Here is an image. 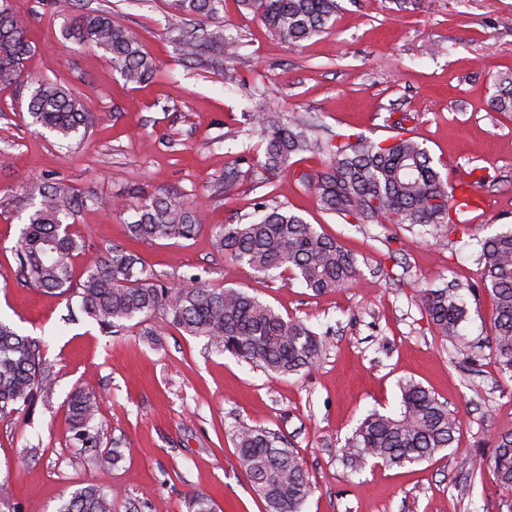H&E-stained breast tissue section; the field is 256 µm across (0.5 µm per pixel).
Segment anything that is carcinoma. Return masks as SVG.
<instances>
[{"instance_id": "carcinoma-1", "label": "carcinoma", "mask_w": 512, "mask_h": 512, "mask_svg": "<svg viewBox=\"0 0 512 512\" xmlns=\"http://www.w3.org/2000/svg\"><path fill=\"white\" fill-rule=\"evenodd\" d=\"M250 10L280 43L297 46L329 29L341 11L340 0H237ZM176 13L214 25L199 38L181 36L178 58L195 60L211 46L225 63L238 56L236 40L224 33V0H172ZM67 36L111 55L112 67L129 84H143L157 71L137 30L119 12H82L72 16ZM33 41L10 0H0V89L24 82L25 62ZM490 106L512 112V79L500 82ZM27 112L33 123L63 138L76 136L91 124L82 93L56 81L30 87ZM258 137L254 155L237 157L224 171V193L236 190L239 165L266 179L292 170L293 158L304 153L329 157L326 171L310 182L321 210L350 217L358 224H427L435 228L455 223L459 208L453 184L442 179L433 158L399 124L384 140L338 134L325 140L309 134L307 120L286 118L277 109L248 113ZM32 210L18 243V272L32 286L77 299L80 314L110 334L136 320L161 315L189 336L207 339L217 353L252 363L273 377L313 368L325 345L301 319L283 316L275 308L240 288H216L199 277L190 284H166L132 249L111 245L96 256L73 284L76 258L85 244L74 230L75 216L86 200L64 181L31 180L23 186ZM197 204L163 191L149 195L127 225L133 241L191 239L201 230ZM217 246L233 261L269 280L287 277L315 291L351 287L360 276L357 259L336 239L319 232L286 205L261 202L246 224L214 227ZM479 263L480 287L492 299V350L501 373L512 378V230L484 239ZM426 316L443 337L458 333L466 306L458 289H422ZM56 378L42 342L21 334L0 318V419L34 404L54 390ZM397 414L372 411L341 448L353 472L374 461L404 466L432 458L453 447L459 416L435 394L412 380L400 384ZM69 432L73 446L83 451L85 464L102 468L119 457V442L103 451V431L97 423L98 397L80 387L68 397ZM240 468L266 512H302L314 492L309 473L283 436L270 429L237 423L232 431ZM497 481L512 488V430L501 433L492 460ZM119 492L106 483L76 489L57 512H115ZM187 512H214L202 494L186 499Z\"/></svg>"}]
</instances>
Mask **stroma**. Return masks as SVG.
Segmentation results:
<instances>
[{"mask_svg": "<svg viewBox=\"0 0 512 512\" xmlns=\"http://www.w3.org/2000/svg\"><path fill=\"white\" fill-rule=\"evenodd\" d=\"M35 50L26 79L76 88L93 116L84 140L34 125L28 88L0 90V316L43 339L56 375L33 410L0 420V482L11 497L0 512H56L75 489L105 482L120 497L115 512H187L207 493L215 512H265L241 472L232 442L239 422L286 436L315 485L303 512H512V489L491 469L472 475L474 456L491 461L498 435L512 429V378L490 344L492 302L478 292L479 240L512 229V112L489 103L512 76V0H342L329 32L298 47L273 40L237 0L224 2V29L238 41L232 79L224 58L205 50L179 61L183 20L169 0H84L86 9L122 12L158 70L125 83L109 54L63 36L70 0H12ZM270 106L313 117L325 133L375 141L395 124L414 129L442 176L473 174L482 221L434 230L419 224H355L322 212L309 187L325 155L304 154L291 172L259 182L241 176L224 192V171L254 138L244 112ZM52 178L94 197L76 228L85 251L76 273L109 243L128 241L123 214L162 189L197 201L203 227L190 240L133 245L161 281L200 275L241 288L322 335L315 367L268 377L161 317L117 333L94 323H64L63 297L24 283L15 253L30 202L19 188ZM284 203L358 261L359 282L317 294L225 258L211 232L250 221L259 201ZM456 286L467 303L460 334L444 338L417 292ZM421 382L460 419L458 440L432 460L403 467L368 464L354 473L340 448L370 411L398 413L399 385ZM103 396L106 438L122 442L112 467L83 465L70 444L67 398L77 386Z\"/></svg>", "mask_w": 512, "mask_h": 512, "instance_id": "35a3bbf8", "label": "stroma"}]
</instances>
